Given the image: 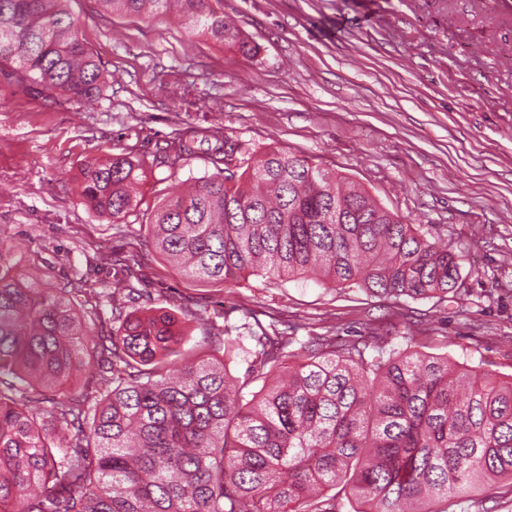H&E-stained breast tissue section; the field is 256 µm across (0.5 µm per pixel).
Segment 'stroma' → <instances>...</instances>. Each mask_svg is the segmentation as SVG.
Masks as SVG:
<instances>
[{"label":"stroma","mask_w":512,"mask_h":512,"mask_svg":"<svg viewBox=\"0 0 512 512\" xmlns=\"http://www.w3.org/2000/svg\"><path fill=\"white\" fill-rule=\"evenodd\" d=\"M104 64L100 99L79 105L0 75V244L14 272L51 285H112L109 258L135 262L141 308H251L302 336L415 345L512 375V0H224L257 44L245 56L171 17L126 18L69 0ZM220 129L335 170L461 257L458 302H393L307 277L219 285L171 269L146 234L155 206L212 169L164 158L183 129ZM144 162L140 202L112 223L85 207L77 175L112 154ZM448 512H512V482L451 500Z\"/></svg>","instance_id":"stroma-1"}]
</instances>
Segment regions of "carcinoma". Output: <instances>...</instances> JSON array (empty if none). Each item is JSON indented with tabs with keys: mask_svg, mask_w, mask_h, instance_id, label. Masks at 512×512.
I'll list each match as a JSON object with an SVG mask.
<instances>
[{
	"mask_svg": "<svg viewBox=\"0 0 512 512\" xmlns=\"http://www.w3.org/2000/svg\"><path fill=\"white\" fill-rule=\"evenodd\" d=\"M67 2L0 0V71L82 104L101 97L105 77ZM100 2L144 18L176 8L189 31L257 53L224 20V0ZM203 140L214 141V172L160 203L147 227L188 278L314 275L393 301L458 295L460 256L346 177L277 148L251 152L219 130ZM197 142L179 132L163 151L188 159ZM142 174L123 153L93 162L80 198L115 222L136 207ZM4 252L0 512H336L338 493L351 512H447L437 505L512 481V379L407 348L302 341L251 309L223 327L188 304L143 312L129 265L104 293L112 335L89 341L98 294L23 280ZM189 317L208 359L184 350ZM241 353L250 366L236 378L229 363ZM42 390L49 408H27Z\"/></svg>",
	"mask_w": 512,
	"mask_h": 512,
	"instance_id": "carcinoma-1",
	"label": "carcinoma"
}]
</instances>
